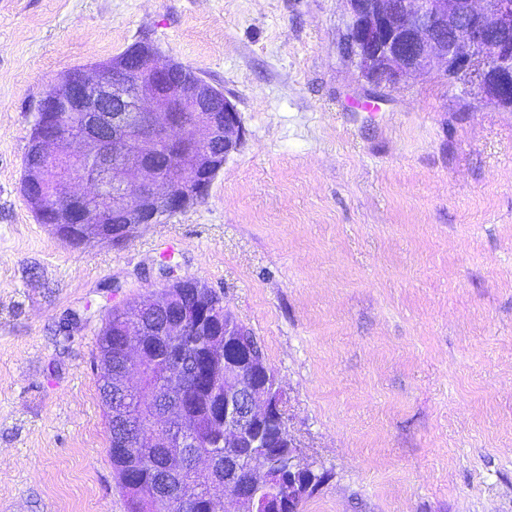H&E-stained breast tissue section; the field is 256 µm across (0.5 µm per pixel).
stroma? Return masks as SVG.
<instances>
[{
    "label": "stroma",
    "mask_w": 512,
    "mask_h": 512,
    "mask_svg": "<svg viewBox=\"0 0 512 512\" xmlns=\"http://www.w3.org/2000/svg\"><path fill=\"white\" fill-rule=\"evenodd\" d=\"M344 0H0V512H127L96 380L173 267L262 340L303 512H512V112L372 83ZM240 112L204 200L74 246L21 191L39 102L141 39Z\"/></svg>",
    "instance_id": "obj_1"
}]
</instances>
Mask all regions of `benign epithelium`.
I'll return each mask as SVG.
<instances>
[{"label":"benign epithelium","instance_id":"7a95c632","mask_svg":"<svg viewBox=\"0 0 512 512\" xmlns=\"http://www.w3.org/2000/svg\"><path fill=\"white\" fill-rule=\"evenodd\" d=\"M344 48L364 78L396 84L407 76L437 75L461 87L478 89L480 99L512 109V0H345ZM178 67L157 56L130 65L123 60L107 79L89 72L81 82H67L41 98L38 123L50 111L96 115L94 126L77 136L55 132L40 138L35 152L68 166L56 177L48 211L57 230L79 225L84 240L112 244L130 239V228L153 224L167 213L202 200L205 180L215 176L243 141L245 130L236 107L208 82L172 93L161 89L164 75ZM112 129V139L100 127ZM180 147L179 183L163 180L152 163L161 142ZM112 214L119 232L99 223ZM218 310L208 307L170 325V335L184 336L194 322L198 332L215 331ZM224 325L202 351L205 360L224 358V446L234 448L248 432L275 413L283 414L284 394L258 380L264 370L252 352ZM151 356L141 346L124 347V387L141 390ZM150 433L140 431L135 447L160 440L177 448L194 446L187 421L169 415L152 418ZM229 482H207L209 497L222 502L216 488L233 493L226 512H251L248 493L262 486L266 472L231 462Z\"/></svg>","mask_w":512,"mask_h":512}]
</instances>
